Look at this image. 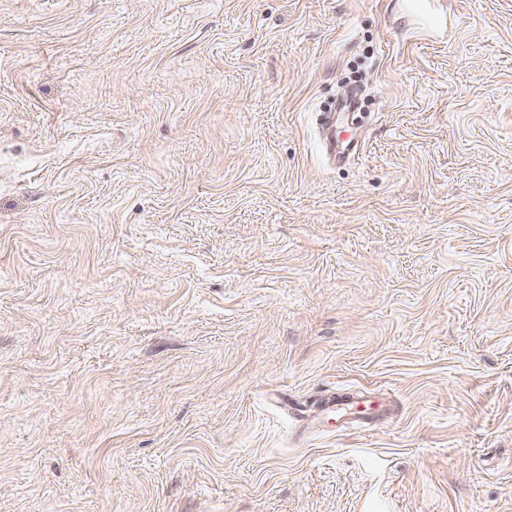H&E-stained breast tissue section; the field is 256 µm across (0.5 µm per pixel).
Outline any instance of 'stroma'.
I'll return each instance as SVG.
<instances>
[{
	"mask_svg": "<svg viewBox=\"0 0 512 512\" xmlns=\"http://www.w3.org/2000/svg\"><path fill=\"white\" fill-rule=\"evenodd\" d=\"M405 2L0 0V512H512V0ZM321 122L322 127L327 126L330 122L331 128V137L329 143H325V149L330 158L335 155L339 158H344L349 155L353 151L357 150V144H355L352 139L345 138L342 139L340 135V131L336 132V118L335 113L332 112H322L321 114Z\"/></svg>",
	"mask_w": 512,
	"mask_h": 512,
	"instance_id": "35a3bbf8",
	"label": "stroma"
}]
</instances>
